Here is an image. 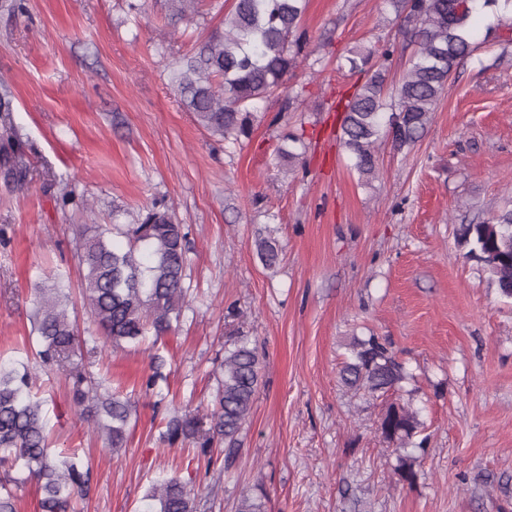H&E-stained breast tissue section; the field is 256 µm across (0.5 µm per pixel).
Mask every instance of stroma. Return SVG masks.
<instances>
[{"label": "stroma", "instance_id": "1", "mask_svg": "<svg viewBox=\"0 0 512 512\" xmlns=\"http://www.w3.org/2000/svg\"><path fill=\"white\" fill-rule=\"evenodd\" d=\"M0 7V96L29 163L17 193L0 167V351L32 354L34 303L55 270L79 284L74 230L133 224L170 208L188 234L191 285L165 340L166 382L141 387L151 341L85 357L92 381L131 400L126 448L79 419L72 384L40 375L54 452H77L90 493L76 512H140L153 479L178 474L201 512H235L243 490L267 512H512V300L457 244L460 225L512 209V26L480 8L475 49L410 150L378 149L361 183L336 132L340 99L364 83L348 49H413L387 0H308L297 68L233 145L195 120L172 85L179 63L223 28L232 0L171 21L166 0H21ZM306 145L288 160V136ZM276 238L266 268L256 242ZM238 328L264 358L241 446L206 468L191 442L159 439L164 418L206 412ZM376 335L412 378L390 397L339 380L350 336ZM422 411L429 436L414 485L397 483L380 417Z\"/></svg>", "mask_w": 512, "mask_h": 512}]
</instances>
